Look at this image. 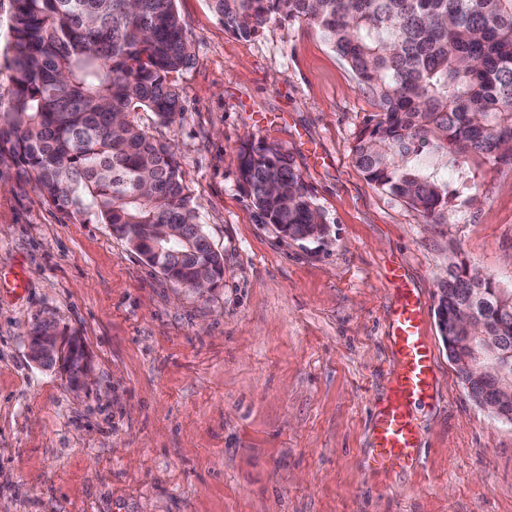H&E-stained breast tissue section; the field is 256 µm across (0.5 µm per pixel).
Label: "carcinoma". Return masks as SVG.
<instances>
[{"mask_svg": "<svg viewBox=\"0 0 512 512\" xmlns=\"http://www.w3.org/2000/svg\"><path fill=\"white\" fill-rule=\"evenodd\" d=\"M224 27L249 38L273 18L313 26L375 98L355 167L426 224L445 223L448 173L481 156L512 162V0H210ZM8 96L0 97V162L35 177L46 204L88 214L169 281L219 285L211 249L167 140L135 121L176 122L172 76L191 60L175 0H8ZM238 187L262 223L292 240L328 227L281 149L252 141ZM448 320L474 314L512 352V292L448 270Z\"/></svg>", "mask_w": 512, "mask_h": 512, "instance_id": "carcinoma-1", "label": "carcinoma"}]
</instances>
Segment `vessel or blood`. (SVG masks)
Instances as JSON below:
<instances>
[{"mask_svg":"<svg viewBox=\"0 0 512 512\" xmlns=\"http://www.w3.org/2000/svg\"><path fill=\"white\" fill-rule=\"evenodd\" d=\"M384 279L396 290L388 337L398 358L392 386L372 423L370 470L392 473L420 462L419 436L411 408L429 399L436 382L435 356L423 335L424 307L418 290L404 278L400 266L387 267Z\"/></svg>","mask_w":512,"mask_h":512,"instance_id":"obj_1","label":"vessel or blood"}]
</instances>
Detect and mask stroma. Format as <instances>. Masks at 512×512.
I'll use <instances>...</instances> for the list:
<instances>
[{
  "label": "stroma",
  "mask_w": 512,
  "mask_h": 512,
  "mask_svg": "<svg viewBox=\"0 0 512 512\" xmlns=\"http://www.w3.org/2000/svg\"><path fill=\"white\" fill-rule=\"evenodd\" d=\"M176 6L182 112L136 121L174 143L224 282H170L0 164V271L25 283L0 289V512H512V424L470 399L435 315L454 256L512 290V164L468 159L448 223H424L354 166L376 101L313 27L242 38L208 0ZM253 138L300 171L326 239L261 222L235 162ZM392 260L422 296L437 384L412 409L421 465L384 474L366 460L396 369ZM43 316L82 338L84 389L29 361Z\"/></svg>",
  "instance_id": "1"
}]
</instances>
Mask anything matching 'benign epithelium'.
Here are the masks:
<instances>
[{
	"instance_id": "obj_1",
	"label": "benign epithelium",
	"mask_w": 512,
	"mask_h": 512,
	"mask_svg": "<svg viewBox=\"0 0 512 512\" xmlns=\"http://www.w3.org/2000/svg\"><path fill=\"white\" fill-rule=\"evenodd\" d=\"M460 328L464 336L460 337L463 347L461 360L456 369L461 371L466 385L488 381L493 384L496 402H483L482 407L492 414L499 411V401L512 398V371L503 363L500 343L485 333L481 324L474 318H464ZM82 345L77 336H69L59 328L50 326L41 328V332L29 333L27 350L30 360L37 366L48 363L56 368L70 384L79 389L85 387L92 373L88 353L73 361L68 358L69 348Z\"/></svg>"
}]
</instances>
